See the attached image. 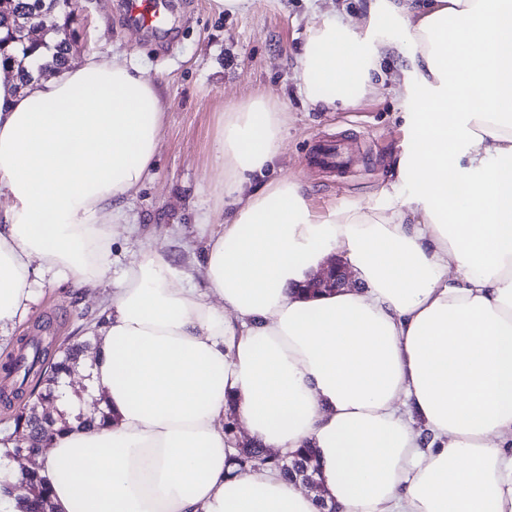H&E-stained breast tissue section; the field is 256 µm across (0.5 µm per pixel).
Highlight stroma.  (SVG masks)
<instances>
[{"mask_svg":"<svg viewBox=\"0 0 512 512\" xmlns=\"http://www.w3.org/2000/svg\"><path fill=\"white\" fill-rule=\"evenodd\" d=\"M369 0H248L239 12L216 11L213 0H170L174 25L160 38L125 25L121 0H75L77 63L92 54L142 61L161 88L165 118L155 166L125 202L112 240L107 281L81 288L53 274L33 285L30 311L0 335V360L50 323L64 340L78 325L103 319L126 267L142 249L173 247L185 270L201 277L202 225L224 206L220 162L214 150L225 111L257 96L277 102L289 116L278 168L299 181L312 212L363 206L386 208L380 194L401 150L404 132L392 88L397 73L384 62L365 97L335 112L311 107L299 93V57L315 12L339 11L358 20ZM336 143L348 161L330 168L315 159L322 143Z\"/></svg>","mask_w":512,"mask_h":512,"instance_id":"35a3bbf8","label":"stroma"}]
</instances>
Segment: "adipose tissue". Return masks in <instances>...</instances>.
<instances>
[{
  "label": "adipose tissue",
  "instance_id": "adipose-tissue-1",
  "mask_svg": "<svg viewBox=\"0 0 512 512\" xmlns=\"http://www.w3.org/2000/svg\"><path fill=\"white\" fill-rule=\"evenodd\" d=\"M382 23L408 41L314 23L300 89L347 105L396 57L410 137L387 209L313 215L268 176L286 113L225 111L229 211L205 226L204 282L155 249L125 270L93 346L109 416L69 420L38 457L51 512H512V0H371L365 24ZM164 113L133 59L0 87V330L41 272L108 278ZM335 253L356 285L309 295ZM229 414L254 445L314 449L322 498L274 469L233 474Z\"/></svg>",
  "mask_w": 512,
  "mask_h": 512
}]
</instances>
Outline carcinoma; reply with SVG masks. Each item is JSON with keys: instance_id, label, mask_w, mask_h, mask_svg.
Listing matches in <instances>:
<instances>
[{"instance_id": "carcinoma-1", "label": "carcinoma", "mask_w": 512, "mask_h": 512, "mask_svg": "<svg viewBox=\"0 0 512 512\" xmlns=\"http://www.w3.org/2000/svg\"><path fill=\"white\" fill-rule=\"evenodd\" d=\"M56 12L63 18L60 28L63 32L56 34L55 65L62 67L66 62V53L70 50L69 37L73 36L71 30L73 10L67 6L66 0H0V29L6 31V35L0 38V65L5 68L12 67L16 58L28 59L34 56L37 46L20 39L19 24L34 23L43 16V12ZM83 342L73 343L62 351L60 355L49 359V346L43 343V337L31 336L27 338L22 348L32 350V358H27L22 353H10L0 367L5 374L12 376L16 381V388L12 391L0 392V402L6 407H11L13 401L26 394L35 397L34 402H25L21 410L13 417V433H21L26 440H35L43 434L57 435L60 429L56 427L57 420L49 416L36 415L37 405L43 402L56 400L54 385L60 373L70 372L75 367L82 353ZM43 388L35 392H26V387L31 380ZM262 449L252 447L244 453H238L233 461L237 471L246 472L262 466L258 462ZM314 464L312 450L298 451L293 462L286 464L273 463L271 467L282 472L285 478L292 480L298 476V468L303 464ZM23 491L29 502V512H47L48 502L52 493L49 479L40 474L36 469L29 471L21 478Z\"/></svg>"}]
</instances>
